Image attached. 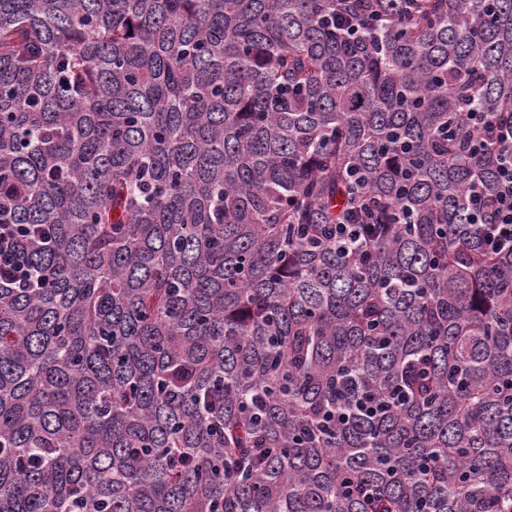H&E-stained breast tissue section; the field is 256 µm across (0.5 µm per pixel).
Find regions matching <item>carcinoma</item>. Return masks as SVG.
I'll list each match as a JSON object with an SVG mask.
<instances>
[{
    "instance_id": "obj_1",
    "label": "carcinoma",
    "mask_w": 512,
    "mask_h": 512,
    "mask_svg": "<svg viewBox=\"0 0 512 512\" xmlns=\"http://www.w3.org/2000/svg\"><path fill=\"white\" fill-rule=\"evenodd\" d=\"M475 111L512 0H0V512H512ZM22 232L19 224L0 225V269L6 283L17 288H23L34 276L19 248L18 239L24 236Z\"/></svg>"
}]
</instances>
